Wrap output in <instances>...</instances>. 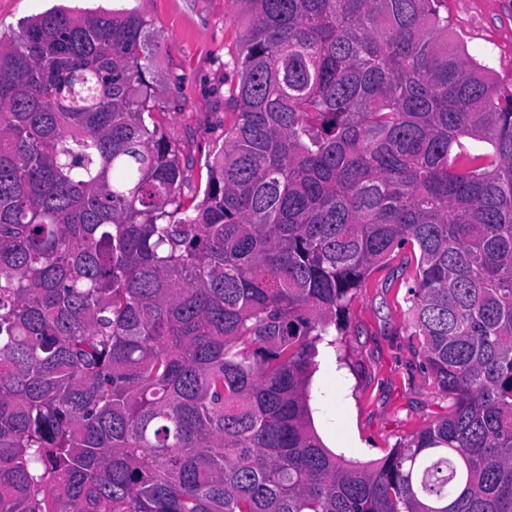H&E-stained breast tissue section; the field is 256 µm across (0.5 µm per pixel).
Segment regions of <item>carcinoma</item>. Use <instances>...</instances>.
Returning <instances> with one entry per match:
<instances>
[{"label":"carcinoma","mask_w":512,"mask_h":512,"mask_svg":"<svg viewBox=\"0 0 512 512\" xmlns=\"http://www.w3.org/2000/svg\"><path fill=\"white\" fill-rule=\"evenodd\" d=\"M185 203L134 9L0 37V512H512V86L440 0H243ZM445 416L327 448L317 345L397 248Z\"/></svg>","instance_id":"cac0c4a2"}]
</instances>
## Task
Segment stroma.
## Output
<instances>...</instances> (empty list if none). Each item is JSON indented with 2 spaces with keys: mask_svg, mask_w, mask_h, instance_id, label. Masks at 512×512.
Listing matches in <instances>:
<instances>
[{
  "mask_svg": "<svg viewBox=\"0 0 512 512\" xmlns=\"http://www.w3.org/2000/svg\"><path fill=\"white\" fill-rule=\"evenodd\" d=\"M78 11L134 9L149 22L161 49L152 73V117L189 165L185 198L201 200L205 162L224 140L237 81L234 61L246 33L242 0H0V33L54 6ZM468 52L512 83V0H442ZM415 262L402 251L377 265L349 308L336 346H320L310 382L314 426L346 459L373 463L448 412L451 402L420 366L422 337L411 326L408 288Z\"/></svg>",
  "mask_w": 512,
  "mask_h": 512,
  "instance_id": "1",
  "label": "stroma"
}]
</instances>
